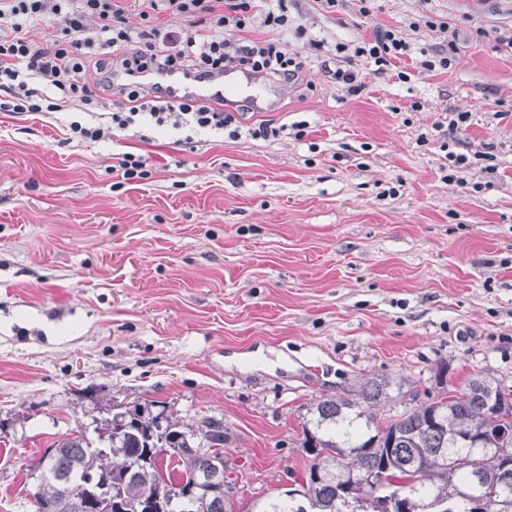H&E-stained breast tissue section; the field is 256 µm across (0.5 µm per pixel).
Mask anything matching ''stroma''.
Returning a JSON list of instances; mask_svg holds the SVG:
<instances>
[{"label": "stroma", "mask_w": 512, "mask_h": 512, "mask_svg": "<svg viewBox=\"0 0 512 512\" xmlns=\"http://www.w3.org/2000/svg\"><path fill=\"white\" fill-rule=\"evenodd\" d=\"M431 8L457 46L445 70L420 65L444 42L420 0L357 27L288 0L324 46L292 41L298 80L262 78L233 135L81 143L77 110L0 112V512H35L45 449L115 403L223 419L246 512L303 466L306 404L364 373L420 395L442 363L452 387L512 385V0ZM399 17L410 57L378 74L351 56ZM268 122L279 135L253 136ZM128 152L147 178H119ZM450 152L473 159L463 183Z\"/></svg>", "instance_id": "obj_1"}]
</instances>
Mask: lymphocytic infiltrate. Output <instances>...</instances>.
<instances>
[{"mask_svg":"<svg viewBox=\"0 0 512 512\" xmlns=\"http://www.w3.org/2000/svg\"><path fill=\"white\" fill-rule=\"evenodd\" d=\"M139 26H130L122 0H0V111L40 112L71 107L84 113L101 104L102 92L118 94L124 110L105 121H71L72 138L97 142L114 133L150 126L221 131L237 121L236 113L197 98L173 100L159 87L131 81L135 72L181 71L206 79L230 67L290 81L301 68L299 55L281 39L288 28L287 0L275 7L261 0H137ZM190 16L176 32L162 31L157 16ZM47 19L39 39L24 32L29 22ZM256 29L246 41L238 32ZM111 48V62L100 49ZM356 57L385 73L409 56L401 30L384 27L357 44ZM48 82L44 95L37 82Z\"/></svg>","mask_w":512,"mask_h":512,"instance_id":"f902f5d3","label":"lymphocytic infiltrate"}]
</instances>
